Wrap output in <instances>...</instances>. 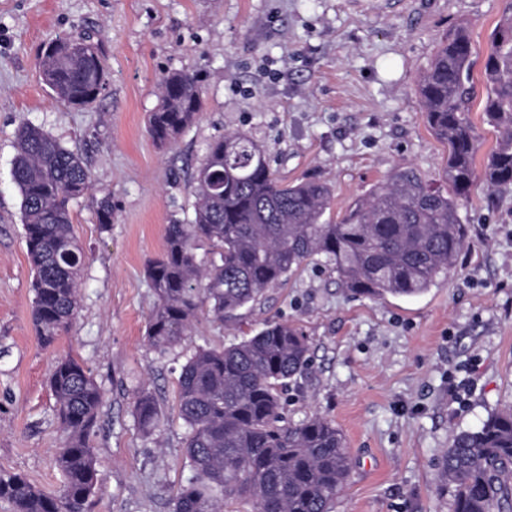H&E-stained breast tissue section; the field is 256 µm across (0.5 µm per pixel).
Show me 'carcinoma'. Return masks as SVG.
Segmentation results:
<instances>
[{
	"instance_id": "obj_1",
	"label": "carcinoma",
	"mask_w": 512,
	"mask_h": 512,
	"mask_svg": "<svg viewBox=\"0 0 512 512\" xmlns=\"http://www.w3.org/2000/svg\"><path fill=\"white\" fill-rule=\"evenodd\" d=\"M38 67L54 96L75 107L93 105L105 89L106 58L88 36L53 41ZM471 67V41L461 25L449 30L419 84L426 125L445 148L441 184L399 168L334 221L325 218L330 185L283 183L244 134L213 140L194 177V221L166 225L163 251L146 266L157 299L146 328L150 345L164 352L185 341L200 313L217 321L233 316L315 257L356 296L411 298L434 286L467 243L460 209L475 183H512V14L489 36L483 112L498 139L479 170ZM201 82L188 72L161 79L159 105L148 119L154 142L172 144L196 121ZM12 178L34 272L33 324L49 346L71 329L78 310L85 253L72 231L71 203L91 189L90 174L79 154L27 124ZM96 218L110 228L109 198L98 203ZM200 242L220 263L206 267L197 259ZM310 362L304 333L271 321L229 345L194 350L178 378L194 476L177 491L174 512H224L234 501L252 512H333L352 468L342 433L323 417L290 422L284 415L283 388ZM49 383L62 433V492L49 496L19 474H0V498L16 512H86L98 486L90 432L103 393L72 356L57 359ZM133 417L145 435L161 426L152 393L139 395ZM439 479L454 488L453 512H512V408L455 435Z\"/></svg>"
}]
</instances>
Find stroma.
<instances>
[{
	"mask_svg": "<svg viewBox=\"0 0 512 512\" xmlns=\"http://www.w3.org/2000/svg\"><path fill=\"white\" fill-rule=\"evenodd\" d=\"M511 10L512 0H0V472L60 494L49 378L70 355L105 398L90 436L99 483L87 512H173L194 474L175 414L189 349L276 321L301 329L311 348L309 370L283 394L286 417L330 420L352 459L335 512H452L454 488L438 479L444 451L512 406V184L473 188L460 211L467 244L417 298L352 296L311 260L237 317L198 316L185 344L162 353L146 338L156 297L145 267L166 225L193 220V174L227 133L250 136L286 180L328 182L334 217L397 168L437 181L443 150L418 82L449 28L463 24L484 99L488 35ZM69 34L90 36L108 62L102 95L84 109L58 101L38 68L44 46ZM178 71L200 74L202 111L162 148L147 118L158 82ZM25 123L81 154L93 182L71 204L86 255L78 314L48 347L31 320L11 175ZM106 196L104 231L96 210ZM144 391L166 416L148 436L132 416Z\"/></svg>",
	"mask_w": 512,
	"mask_h": 512,
	"instance_id": "obj_1",
	"label": "stroma"
}]
</instances>
